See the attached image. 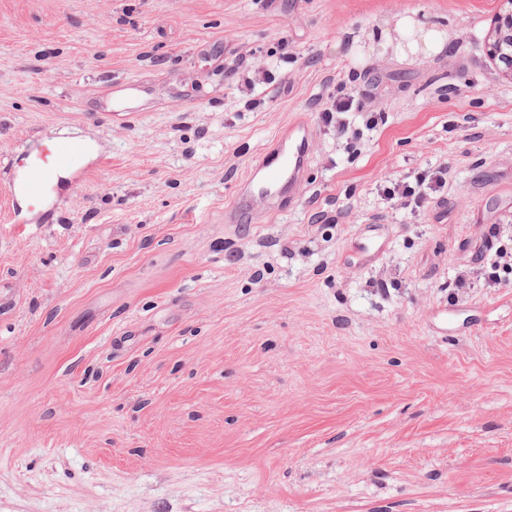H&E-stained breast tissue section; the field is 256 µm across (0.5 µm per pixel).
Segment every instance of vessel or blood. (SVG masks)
Segmentation results:
<instances>
[{
	"label": "vessel or blood",
	"mask_w": 512,
	"mask_h": 512,
	"mask_svg": "<svg viewBox=\"0 0 512 512\" xmlns=\"http://www.w3.org/2000/svg\"><path fill=\"white\" fill-rule=\"evenodd\" d=\"M315 137L310 123L296 118L284 126L274 145L239 180L234 199L224 210V221L241 224L257 219L268 201L278 213H288L304 186V171L312 159ZM55 181L54 170L37 167L19 186L20 194L36 203Z\"/></svg>",
	"instance_id": "vessel-or-blood-1"
}]
</instances>
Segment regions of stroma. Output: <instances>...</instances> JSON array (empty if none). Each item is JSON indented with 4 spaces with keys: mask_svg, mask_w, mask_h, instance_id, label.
<instances>
[{
    "mask_svg": "<svg viewBox=\"0 0 512 512\" xmlns=\"http://www.w3.org/2000/svg\"><path fill=\"white\" fill-rule=\"evenodd\" d=\"M511 10L0 0V512H512ZM297 116L294 210L225 223ZM51 139L84 173L11 207ZM491 40V43H489ZM488 55L493 62L504 65L500 75L512 80V10L498 14L488 35ZM353 99L346 97L345 95H336V97H329L327 106L323 109L324 117L326 121L331 123L335 119L336 114V132L344 136L348 133L349 125L346 120L341 118L342 114L351 112L353 108ZM446 175L447 170L442 168L432 176H429L428 179L425 176L419 177L414 185L403 180L391 183L390 186H385L382 189V193L389 200L397 198L407 207L420 208L424 205L429 195L426 189L433 192L437 190L436 188L443 187L446 183ZM427 180L428 182L425 184Z\"/></svg>",
    "mask_w": 512,
    "mask_h": 512,
    "instance_id": "obj_1",
    "label": "stroma"
}]
</instances>
